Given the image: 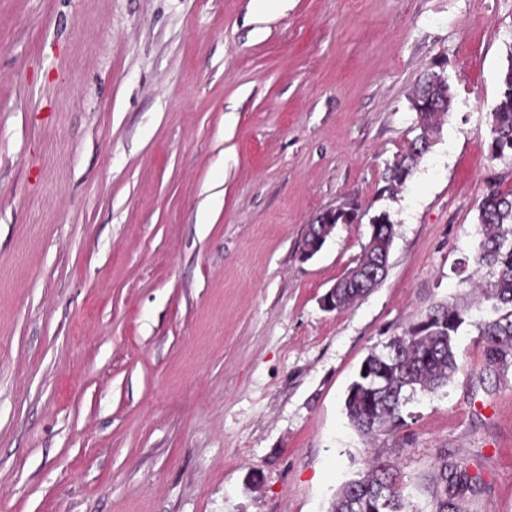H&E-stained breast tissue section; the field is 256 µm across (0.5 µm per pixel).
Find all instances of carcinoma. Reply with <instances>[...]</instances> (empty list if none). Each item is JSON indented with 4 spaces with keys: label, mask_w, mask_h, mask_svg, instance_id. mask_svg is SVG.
Listing matches in <instances>:
<instances>
[{
    "label": "carcinoma",
    "mask_w": 512,
    "mask_h": 512,
    "mask_svg": "<svg viewBox=\"0 0 512 512\" xmlns=\"http://www.w3.org/2000/svg\"><path fill=\"white\" fill-rule=\"evenodd\" d=\"M453 93L445 69L434 63L411 99L417 112L415 136L405 152L386 163L384 190L395 193L409 180L434 144L440 125L452 108ZM489 160L512 163V53L502 74L491 112ZM358 206L352 201L327 211L309 225L301 248L318 252L338 224H352ZM480 241L474 257L490 277L476 285L493 316L478 323L485 353L483 374L495 379L512 371V191L503 192L488 181L478 207ZM372 228L361 257L335 283L332 309L342 310L363 297L385 277L394 239V224L382 211L370 218ZM465 322L464 311L454 305L431 307L406 330L389 337L382 349L363 360L350 384L344 409L351 425L362 435H391L404 425L402 409L414 394L437 393L460 370L455 336ZM438 488L432 491L434 512H458V501L481 491V478L466 465L440 457ZM330 512H413L399 476L391 464L377 459L366 473L345 482L336 492Z\"/></svg>",
    "instance_id": "1"
}]
</instances>
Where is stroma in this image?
Listing matches in <instances>:
<instances>
[{
    "label": "stroma",
    "mask_w": 512,
    "mask_h": 512,
    "mask_svg": "<svg viewBox=\"0 0 512 512\" xmlns=\"http://www.w3.org/2000/svg\"><path fill=\"white\" fill-rule=\"evenodd\" d=\"M512 0H0V512H329L372 459L433 512L441 456L512 512V373L479 386L475 270ZM444 61L452 111L395 197L387 162ZM355 200L311 260L299 244ZM387 211L385 278L324 293ZM460 371L368 441L344 398L431 306Z\"/></svg>",
    "instance_id": "obj_1"
}]
</instances>
